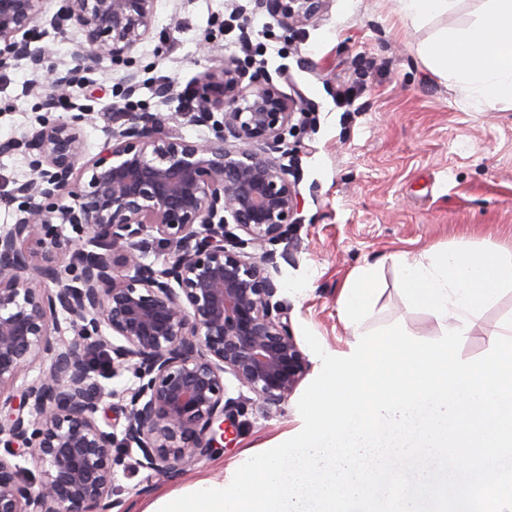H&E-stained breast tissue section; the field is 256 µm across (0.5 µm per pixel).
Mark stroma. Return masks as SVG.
Listing matches in <instances>:
<instances>
[{"label":"stroma","mask_w":512,"mask_h":512,"mask_svg":"<svg viewBox=\"0 0 512 512\" xmlns=\"http://www.w3.org/2000/svg\"><path fill=\"white\" fill-rule=\"evenodd\" d=\"M486 0H457L448 14L415 21L396 0H327L320 16L297 29L280 24L257 0H156L150 39L132 52L131 65L101 60L85 73L98 97L83 125L88 153H95L123 120L106 118L111 103L124 99L127 70L140 74L134 97L140 112L160 114L175 137L201 141L211 136L186 95L197 76L226 56H237L239 29L252 32L253 52L244 66L263 65L285 94L301 92L307 118L285 130L282 150L298 183L299 224L279 253L280 297L288 304L294 334L308 329L328 353L346 351L351 331L340 316L344 284L361 268L378 272L380 286L368 332L400 324L424 341L443 329L430 311L409 306L399 285L396 256L452 248L512 252V102L487 107L440 77L421 54L441 32L469 27ZM209 42L210 53L200 49ZM168 77L177 90L155 96L151 82ZM34 79L25 66L0 75V195L29 171L24 138L49 112L30 92ZM357 88L351 106L337 107L336 83ZM60 117V110L50 112ZM512 317V291L478 312L477 324L460 346L463 360L485 356L491 336ZM229 397L243 410L230 448L200 460L181 479L163 480L133 470V453L115 469L112 512H144L166 494L204 477L232 480L245 454L276 447L300 430L298 395L265 411L252 395L225 376Z\"/></svg>","instance_id":"obj_1"}]
</instances>
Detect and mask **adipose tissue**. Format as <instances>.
Wrapping results in <instances>:
<instances>
[{
    "label": "adipose tissue",
    "mask_w": 512,
    "mask_h": 512,
    "mask_svg": "<svg viewBox=\"0 0 512 512\" xmlns=\"http://www.w3.org/2000/svg\"><path fill=\"white\" fill-rule=\"evenodd\" d=\"M422 52L440 76L485 105L512 98V0H488L462 34L440 35Z\"/></svg>",
    "instance_id": "obj_1"
}]
</instances>
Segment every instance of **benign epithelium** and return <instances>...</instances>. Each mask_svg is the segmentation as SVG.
<instances>
[{"label":"benign epithelium","instance_id":"7a95c632","mask_svg":"<svg viewBox=\"0 0 512 512\" xmlns=\"http://www.w3.org/2000/svg\"><path fill=\"white\" fill-rule=\"evenodd\" d=\"M324 2L258 5L292 28ZM154 6L65 0L51 14L45 0H0V68H30L49 109L99 60L129 58L151 33ZM36 26L81 35L69 64L45 65L52 49L28 38ZM190 96L198 116L223 113L202 142L169 135L148 112L126 113L93 156L82 113L43 118L24 142L29 173L13 189L21 204L0 225V512H110L122 461L113 448L137 449L136 467L158 477H182L232 442L238 402L225 374L269 411L308 373L267 249L299 220L296 183L276 153L304 102L230 57L201 73ZM149 233L167 252L160 269L143 261ZM67 256L75 262L62 264ZM92 348L109 375L134 378L119 435L98 417L106 392ZM17 457L37 474L25 477Z\"/></svg>","mask_w":512,"mask_h":512}]
</instances>
